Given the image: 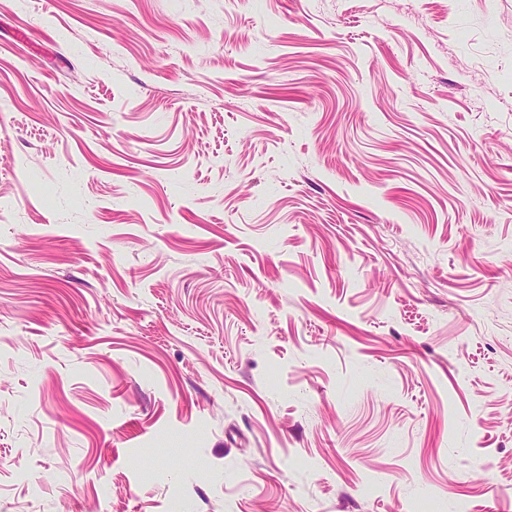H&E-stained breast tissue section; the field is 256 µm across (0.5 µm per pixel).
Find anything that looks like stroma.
I'll list each match as a JSON object with an SVG mask.
<instances>
[{
  "instance_id": "stroma-1",
  "label": "stroma",
  "mask_w": 512,
  "mask_h": 512,
  "mask_svg": "<svg viewBox=\"0 0 512 512\" xmlns=\"http://www.w3.org/2000/svg\"><path fill=\"white\" fill-rule=\"evenodd\" d=\"M0 512H512V0H0Z\"/></svg>"
}]
</instances>
